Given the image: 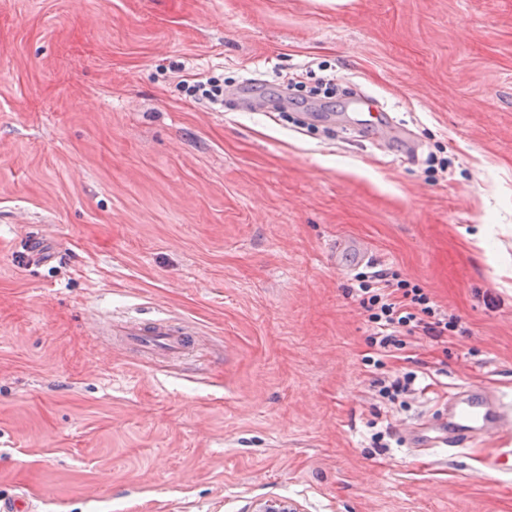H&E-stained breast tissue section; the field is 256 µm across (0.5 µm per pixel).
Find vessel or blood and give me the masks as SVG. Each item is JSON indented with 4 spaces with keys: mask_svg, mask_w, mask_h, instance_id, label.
<instances>
[{
    "mask_svg": "<svg viewBox=\"0 0 512 512\" xmlns=\"http://www.w3.org/2000/svg\"><path fill=\"white\" fill-rule=\"evenodd\" d=\"M347 122L355 132H367L373 143L396 137L411 141L412 133L389 126L386 115L372 97L352 96L346 105ZM107 332L126 350L153 360L186 357L195 350L201 330L194 323L160 313L112 320ZM448 424L435 427L422 420L407 430L417 448H463L485 437L512 432V405L500 391L482 385L454 388L445 399Z\"/></svg>",
    "mask_w": 512,
    "mask_h": 512,
    "instance_id": "vessel-or-blood-1",
    "label": "vessel or blood"
}]
</instances>
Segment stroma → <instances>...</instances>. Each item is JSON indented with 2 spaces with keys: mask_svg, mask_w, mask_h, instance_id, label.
<instances>
[{
  "mask_svg": "<svg viewBox=\"0 0 512 512\" xmlns=\"http://www.w3.org/2000/svg\"><path fill=\"white\" fill-rule=\"evenodd\" d=\"M192 73L229 82L223 110ZM296 74L375 97L417 155L326 136L340 95L253 109ZM379 269L458 330L366 365L351 290ZM139 311L196 323L192 356L146 365L90 324ZM406 372V405L377 397ZM463 384L512 394V0H0V497L512 512V435L401 436Z\"/></svg>",
  "mask_w": 512,
  "mask_h": 512,
  "instance_id": "obj_1",
  "label": "stroma"
}]
</instances>
